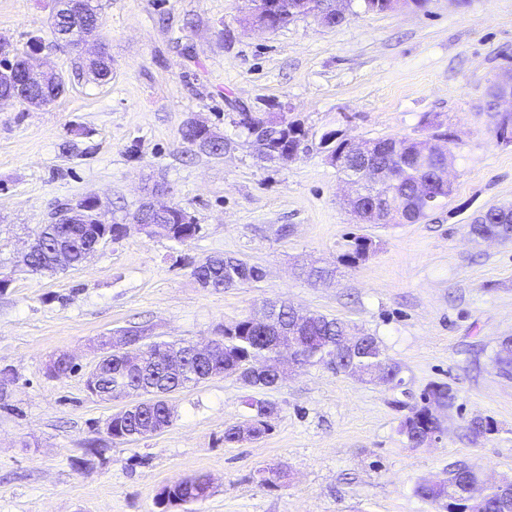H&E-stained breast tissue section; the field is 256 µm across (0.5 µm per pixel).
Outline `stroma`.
<instances>
[{
  "instance_id": "1",
  "label": "stroma",
  "mask_w": 512,
  "mask_h": 512,
  "mask_svg": "<svg viewBox=\"0 0 512 512\" xmlns=\"http://www.w3.org/2000/svg\"><path fill=\"white\" fill-rule=\"evenodd\" d=\"M100 27L84 52L59 43L54 0H0V39L63 76L46 106L0 103V512H438L416 485L461 462L485 484L512 480V377L492 358L512 336V240L469 226L492 205H512V139L496 135L501 102L489 90L512 69V0H426L422 8L345 21L301 16L274 31L241 18L250 0H96ZM110 79H94L97 50ZM287 110L307 149L288 163L259 156L242 110ZM203 118L228 148L214 156L183 140ZM335 130L359 140L450 136L452 194L415 224H360L347 187L320 145ZM167 204L189 212L196 236L178 243L132 230L82 266L32 272L20 253L57 202L98 198L106 222L126 224L148 176ZM372 239L365 260L342 262L350 236ZM261 267L264 278L206 291L192 276L209 256ZM311 266L333 269L315 281ZM348 322L376 336L399 370L392 387L321 364L292 367L279 387L215 377L172 394L170 427L112 439L120 399L86 388L103 337L141 326L168 341L218 337L259 315L264 301ZM68 354L73 369L48 367ZM434 383L456 394L438 410L439 441L413 447L401 425ZM279 407L263 438L224 442L247 397ZM497 429L475 440L468 426ZM96 454H88V447ZM280 472L277 488L261 473ZM210 484L204 500L169 509L160 490L180 479Z\"/></svg>"
}]
</instances>
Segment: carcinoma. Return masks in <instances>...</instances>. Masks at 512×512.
<instances>
[{
  "label": "carcinoma",
  "mask_w": 512,
  "mask_h": 512,
  "mask_svg": "<svg viewBox=\"0 0 512 512\" xmlns=\"http://www.w3.org/2000/svg\"><path fill=\"white\" fill-rule=\"evenodd\" d=\"M250 135L259 152L274 161L287 150L295 138L302 135L300 124L288 121L285 117L275 119L264 113L252 115L247 125ZM428 141H416L407 138H389L376 141L374 160L384 167H392L397 173L396 182L389 192L403 206V216L416 223L428 216L422 194L426 191L437 192L434 180L436 171L445 166L444 154L427 147ZM85 223L68 227L67 235L76 251L89 246L96 237L108 235L118 240L127 234L123 224L98 223L97 202L90 199L85 204ZM147 224H164L167 236L179 242L193 238L199 231V225L187 212L176 206L163 214H147ZM61 224H42L39 227V248L31 254L29 269L34 272L47 270V257L53 249ZM474 235L507 238L512 235V208L507 206L491 207L479 215L470 225ZM373 242L364 236H354L349 249L342 255V261L354 265L366 258L372 250ZM193 275L203 279L210 288H234L240 285L258 282L263 278L260 267L251 265L236 257L215 256L206 263H200ZM291 324L289 306L279 308L278 322L268 331L254 329L247 320L242 319L231 326L224 327L223 346L210 359L199 360L190 357L185 360L186 370L178 374L170 372L163 363L168 352L175 344L165 341L151 342L152 349L140 363L132 364L122 356H112V364L102 374L103 386L112 387V397L118 398L128 388H138L147 396L148 406L144 412L130 418H117L112 421V436L123 440L145 437L169 427L173 422V413L165 396L176 392L189 384L197 383L193 374L204 371L214 376H233L237 380L249 377L254 362L278 352L287 346L286 333ZM347 333V326L336 318L312 314L307 324L298 330L293 340L305 347L308 356L318 361L326 354V346L339 345ZM494 366L500 372L512 373V337H504L495 353ZM352 365L361 368L363 375H377L382 367L389 369L392 381L401 384L399 368L386 356L375 337H368L367 344L357 354L344 357L337 354L336 371L346 373ZM421 399L425 405L412 412L402 425V433L415 447L424 444L426 436L438 426V418L433 414L430 403L451 408L456 394L446 384H433ZM250 410L251 429L242 433L231 426L224 430V443L235 444L247 440H257L270 431L269 421L278 415V406L266 399L250 397L246 399ZM495 431V424L489 418H476L469 424L473 438L483 437ZM478 481L476 473L463 464H457L448 470V478L442 483H423L415 487V494L446 512H512V496L494 492L479 500L465 497L466 488ZM209 486L203 479L182 480L162 489L168 504L182 505L198 501L207 496Z\"/></svg>",
  "instance_id": "obj_1"
}]
</instances>
